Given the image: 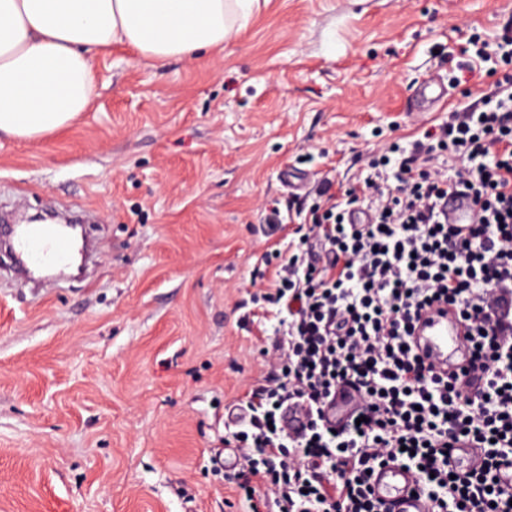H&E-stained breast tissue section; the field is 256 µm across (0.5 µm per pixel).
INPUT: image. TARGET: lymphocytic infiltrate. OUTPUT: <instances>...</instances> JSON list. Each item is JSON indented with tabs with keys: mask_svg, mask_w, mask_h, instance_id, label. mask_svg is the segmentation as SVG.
I'll list each match as a JSON object with an SVG mask.
<instances>
[{
	"mask_svg": "<svg viewBox=\"0 0 512 512\" xmlns=\"http://www.w3.org/2000/svg\"><path fill=\"white\" fill-rule=\"evenodd\" d=\"M475 55L510 74L415 141L393 183L370 176L309 209L266 286L281 325L272 373L245 391L246 418L224 440L245 451L232 481L250 512H382L370 473L389 462L418 473L426 512H512V38ZM453 190L472 198L476 223L439 220ZM356 209L370 223H348ZM440 303L469 328L472 372L439 375L411 344ZM344 385L359 399L333 429L324 408ZM291 402L313 414L294 437L279 419ZM461 446L482 464L457 476Z\"/></svg>",
	"mask_w": 512,
	"mask_h": 512,
	"instance_id": "f902f5d3",
	"label": "lymphocytic infiltrate"
}]
</instances>
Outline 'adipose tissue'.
I'll return each mask as SVG.
<instances>
[{
  "instance_id": "ef3b65f1",
  "label": "adipose tissue",
  "mask_w": 512,
  "mask_h": 512,
  "mask_svg": "<svg viewBox=\"0 0 512 512\" xmlns=\"http://www.w3.org/2000/svg\"><path fill=\"white\" fill-rule=\"evenodd\" d=\"M254 0H0V137L34 140L90 104L91 50L125 46L146 61L222 46L230 13Z\"/></svg>"
}]
</instances>
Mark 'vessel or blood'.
<instances>
[{
  "label": "vessel or blood",
  "instance_id": "b4317fda",
  "mask_svg": "<svg viewBox=\"0 0 512 512\" xmlns=\"http://www.w3.org/2000/svg\"><path fill=\"white\" fill-rule=\"evenodd\" d=\"M448 83L439 76L417 83L409 97V108L427 112L448 98ZM443 220L450 224L472 223L476 207L469 196L452 192L438 203ZM0 239L8 242L18 267L38 271L47 267L67 266L75 243L57 224H20L0 227ZM467 329L455 311L423 314L414 331V347L434 371L445 374L466 365L464 336ZM286 432H301L308 424L306 410L298 405L286 407L281 414ZM416 475L400 464L378 467L372 478L374 498L394 512H425V502L415 492Z\"/></svg>",
  "mask_w": 512,
  "mask_h": 512
}]
</instances>
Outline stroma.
<instances>
[{"label":"stroma","instance_id":"obj_1","mask_svg":"<svg viewBox=\"0 0 512 512\" xmlns=\"http://www.w3.org/2000/svg\"><path fill=\"white\" fill-rule=\"evenodd\" d=\"M511 24L512 0H258L223 48L97 56L72 125L0 138V215L80 210L94 242L78 280L0 272V512H247L215 457L225 406L269 372L278 319L251 282L295 236L266 209L483 96L485 71L406 108ZM448 93V80L439 76L427 77L412 88L409 108L413 112H429L448 100Z\"/></svg>","mask_w":512,"mask_h":512}]
</instances>
